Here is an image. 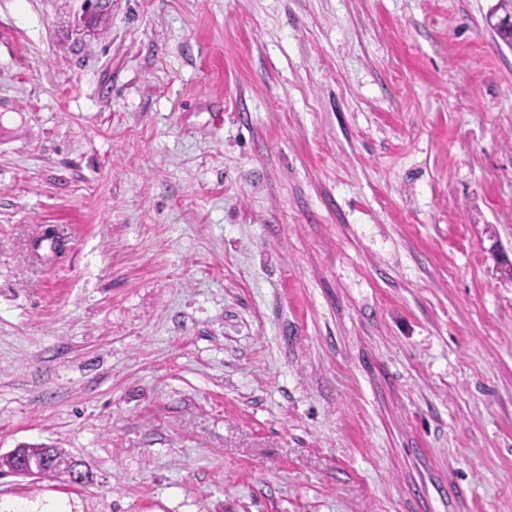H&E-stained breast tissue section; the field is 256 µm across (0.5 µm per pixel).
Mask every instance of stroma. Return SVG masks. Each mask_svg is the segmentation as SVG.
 Returning a JSON list of instances; mask_svg holds the SVG:
<instances>
[{
  "label": "stroma",
  "mask_w": 512,
  "mask_h": 512,
  "mask_svg": "<svg viewBox=\"0 0 512 512\" xmlns=\"http://www.w3.org/2000/svg\"><path fill=\"white\" fill-rule=\"evenodd\" d=\"M0 0V512H512L497 0ZM32 459L40 464V470L36 477L53 479L61 472L73 474V471L82 462L72 459L61 448H52L46 446H21L14 448L7 454L0 455V471H7L16 475L18 473V464L20 459ZM22 476V475H20Z\"/></svg>",
  "instance_id": "35a3bbf8"
}]
</instances>
